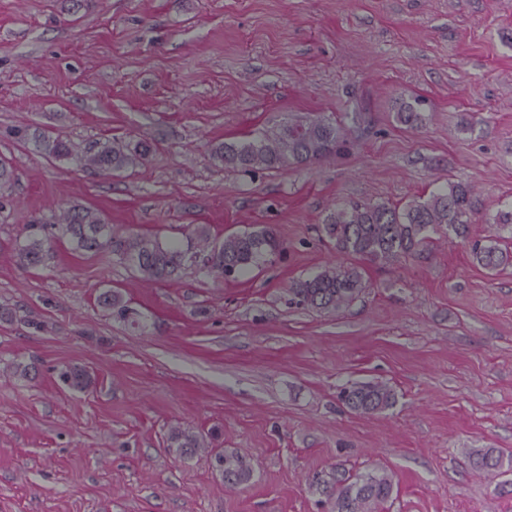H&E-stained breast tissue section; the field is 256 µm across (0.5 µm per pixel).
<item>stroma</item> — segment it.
I'll return each mask as SVG.
<instances>
[{
    "instance_id": "obj_1",
    "label": "stroma",
    "mask_w": 512,
    "mask_h": 512,
    "mask_svg": "<svg viewBox=\"0 0 512 512\" xmlns=\"http://www.w3.org/2000/svg\"><path fill=\"white\" fill-rule=\"evenodd\" d=\"M414 101L418 132L394 119ZM344 112L371 116L362 145L249 190L210 159L280 120ZM37 123L75 146L160 127L180 142L91 181L0 137L19 175L0 305L52 298L62 326L0 324V512H317L309 478L339 458L390 477L388 512H512L469 463L512 449V264L489 270L444 235L423 263L305 243L341 198L400 208L462 181L483 199L477 238L512 207V0H0V130ZM71 202L119 235L194 224L219 243L266 225L286 251L196 290L193 271L152 281L65 239L49 270H22L19 230ZM355 264L366 287L349 306L288 307L290 279ZM109 289L126 318L99 304ZM32 354L39 373L14 372ZM71 368L92 385L70 389ZM364 384L392 406L348 408L342 392ZM177 431L197 446L175 447ZM224 448L252 464L241 489L215 461Z\"/></svg>"
}]
</instances>
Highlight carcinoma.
I'll return each mask as SVG.
<instances>
[{
	"instance_id": "obj_1",
	"label": "carcinoma",
	"mask_w": 512,
	"mask_h": 512,
	"mask_svg": "<svg viewBox=\"0 0 512 512\" xmlns=\"http://www.w3.org/2000/svg\"><path fill=\"white\" fill-rule=\"evenodd\" d=\"M395 118L414 130L422 128L424 122V114L411 103L402 104ZM371 131L372 122L365 112H344L339 119H312L301 124H290L285 119L274 129L250 140L212 147L210 157L217 167L236 179L254 181L272 170L306 169L320 158L346 154ZM4 135L31 144L45 155L65 160L83 171L81 152L73 151L68 142L41 126L13 128ZM174 138L176 133L168 130L138 133L134 135V144L126 145L123 151L113 150L107 140L93 139L91 144L106 176L119 175L149 159L156 143ZM480 206L477 194L463 182H450L446 189L428 200L414 201L401 211L380 203L342 200L329 209L322 223L315 227L316 241L360 260L380 259L393 263L422 258L427 238L441 233L468 248L478 262L490 269L511 263V250L471 236V219L480 211ZM201 235L196 226L186 224L181 236L166 242L142 229L116 236L107 220L71 205L51 223L30 219L15 243V250L23 268L45 269L57 240L67 237L77 249L118 256L137 272L154 280H166L186 269L185 241ZM284 251L283 243L266 226L229 235L206 262L195 266L196 282L214 288L227 274L274 264ZM361 288L363 282L356 271L336 277L321 272L306 273L290 284L287 304L296 309L314 307L335 311L352 302ZM100 303L119 318L128 312L119 295L110 290L101 294ZM56 307L58 302L51 298L38 304L17 301L0 306V323L39 331L48 313ZM62 377L79 390L90 385L89 375L81 370H67ZM343 398L346 405L356 411L392 405L388 392L371 385L346 389ZM217 461L224 466V478L230 486L239 487L251 479L252 468L235 455L219 453ZM473 466L479 471H494L505 476V480L497 484V493L512 499V450L479 449L473 453ZM310 488L317 502L325 500L330 504L331 512H376L392 494V484L385 476L353 472L341 461L326 472L313 474Z\"/></svg>"
}]
</instances>
